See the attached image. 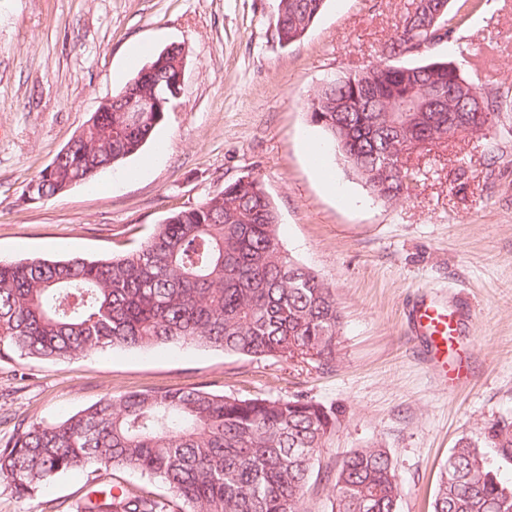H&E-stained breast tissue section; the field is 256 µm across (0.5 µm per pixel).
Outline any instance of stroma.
<instances>
[{
	"instance_id": "1",
	"label": "stroma",
	"mask_w": 512,
	"mask_h": 512,
	"mask_svg": "<svg viewBox=\"0 0 512 512\" xmlns=\"http://www.w3.org/2000/svg\"><path fill=\"white\" fill-rule=\"evenodd\" d=\"M411 2L327 0L285 46L279 0H0V259L120 255L171 213L253 175L284 248L332 289L343 316L329 368L196 344L66 362L0 357V445L108 394L301 395L343 413L314 461L305 512H330L338 464L371 443L396 464L399 512H431L457 440L512 417V0H483L434 48L499 110L487 137L458 134L414 155L409 198L381 200L340 153L316 154L326 134L306 109L325 80L377 61ZM138 43L185 50L182 96L154 139L93 183L26 202L27 184L121 91L114 76ZM426 296L472 315L471 380L453 393L408 320ZM92 479L73 471L30 499L0 485V512H78Z\"/></svg>"
}]
</instances>
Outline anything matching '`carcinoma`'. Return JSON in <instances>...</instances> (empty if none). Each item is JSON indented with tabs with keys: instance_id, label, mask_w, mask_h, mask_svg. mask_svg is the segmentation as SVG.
<instances>
[{
	"instance_id": "1",
	"label": "carcinoma",
	"mask_w": 512,
	"mask_h": 512,
	"mask_svg": "<svg viewBox=\"0 0 512 512\" xmlns=\"http://www.w3.org/2000/svg\"><path fill=\"white\" fill-rule=\"evenodd\" d=\"M326 0H279L277 37L301 40ZM428 15L405 12L385 43L386 61L328 81L306 108L349 168L380 199L396 200L415 178L403 161L409 141L448 136V108L462 78L450 63L395 64L428 37ZM423 84L445 99L419 128L399 133L388 109ZM95 112L60 151L28 200H46L137 154L154 138L161 112ZM278 214L261 180L245 176L196 206L168 216L120 257L0 260V354L71 360L98 350L197 344L227 354L329 366L342 316L333 292L282 249ZM342 412L312 399L219 395L201 388L107 395L68 418L28 424L0 447V483L32 497L56 476L123 467L163 483L154 499L112 482L88 491L79 512H303L313 461L341 425ZM512 462V420L461 438L437 485L432 512H512V484L482 451ZM400 488L388 451L371 444L336 469L330 512H398Z\"/></svg>"
}]
</instances>
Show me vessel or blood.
Returning a JSON list of instances; mask_svg holds the SVG:
<instances>
[{
  "label": "vessel or blood",
  "instance_id": "vessel-or-blood-1",
  "mask_svg": "<svg viewBox=\"0 0 512 512\" xmlns=\"http://www.w3.org/2000/svg\"><path fill=\"white\" fill-rule=\"evenodd\" d=\"M408 318L415 334L425 342L429 362L442 372L445 386L454 391L466 385L470 354L457 345L462 316L433 300L422 299L409 310Z\"/></svg>",
  "mask_w": 512,
  "mask_h": 512
}]
</instances>
